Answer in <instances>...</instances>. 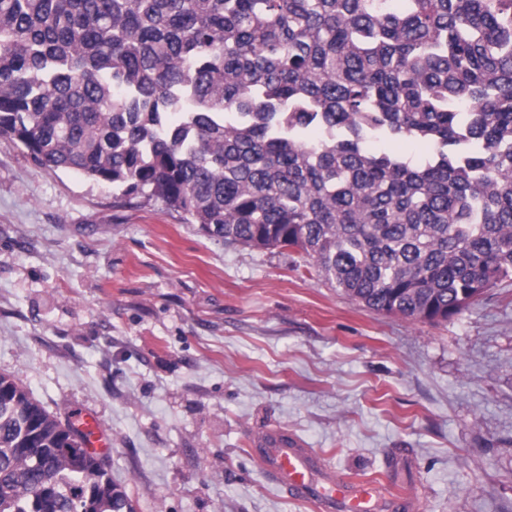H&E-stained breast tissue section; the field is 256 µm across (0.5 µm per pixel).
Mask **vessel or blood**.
<instances>
[{"label": "vessel or blood", "mask_w": 512, "mask_h": 512, "mask_svg": "<svg viewBox=\"0 0 512 512\" xmlns=\"http://www.w3.org/2000/svg\"><path fill=\"white\" fill-rule=\"evenodd\" d=\"M79 429L86 437L87 448L106 447V435L93 416H84ZM255 445L266 479L313 504L317 512H371L369 489L338 480L322 470L314 452L295 435L270 430L260 435Z\"/></svg>", "instance_id": "obj_1"}]
</instances>
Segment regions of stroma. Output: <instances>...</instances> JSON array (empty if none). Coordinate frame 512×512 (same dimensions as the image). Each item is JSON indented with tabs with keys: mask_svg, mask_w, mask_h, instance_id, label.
I'll return each mask as SVG.
<instances>
[{
	"mask_svg": "<svg viewBox=\"0 0 512 512\" xmlns=\"http://www.w3.org/2000/svg\"><path fill=\"white\" fill-rule=\"evenodd\" d=\"M0 374L93 414L135 512H315L266 480L280 428L410 512H512V282L459 315L368 309L298 255L227 244L0 138Z\"/></svg>",
	"mask_w": 512,
	"mask_h": 512,
	"instance_id": "1",
	"label": "stroma"
}]
</instances>
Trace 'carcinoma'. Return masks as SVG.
<instances>
[{
  "mask_svg": "<svg viewBox=\"0 0 512 512\" xmlns=\"http://www.w3.org/2000/svg\"><path fill=\"white\" fill-rule=\"evenodd\" d=\"M1 137L372 310L512 280V0H0ZM0 512H135L4 375Z\"/></svg>",
  "mask_w": 512,
  "mask_h": 512,
  "instance_id": "obj_1",
  "label": "carcinoma"
}]
</instances>
